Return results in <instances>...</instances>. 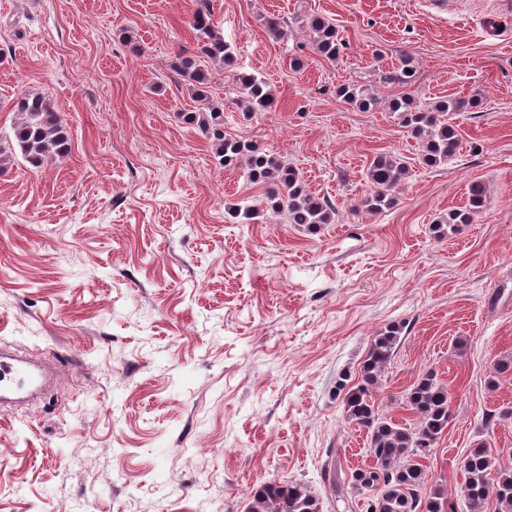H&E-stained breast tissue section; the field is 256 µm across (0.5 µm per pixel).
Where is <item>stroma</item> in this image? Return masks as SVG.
<instances>
[{"label":"stroma","mask_w":512,"mask_h":512,"mask_svg":"<svg viewBox=\"0 0 512 512\" xmlns=\"http://www.w3.org/2000/svg\"><path fill=\"white\" fill-rule=\"evenodd\" d=\"M199 0H0V140L19 94L66 122V157L0 171V347L78 368L51 398L0 410V512H245L268 481L311 488L323 512H361L349 480L372 459L344 419L370 343L401 342L375 394L400 398L426 372L450 393L448 427L423 464L459 502L462 460L487 443L512 469V14L493 0H210L271 111L243 117L231 76L213 72L225 130L297 168L335 209L291 224L260 204L241 168L221 167L180 120L195 110L175 54L192 49ZM332 21L336 60L303 23ZM277 19L285 31L273 40ZM411 60V85L392 81ZM374 94L362 110L338 89ZM474 100L450 115L461 145L429 167L389 103ZM381 153L409 167L396 203L358 210ZM485 203L472 223L432 226ZM259 205L246 216L236 206ZM485 196V189L479 182L472 183L469 188V208L460 211L452 210L448 214L440 217L438 223L440 226L437 228V232H440L443 224H448V229L451 232L457 230L458 224H469L473 220V215L478 213L483 206Z\"/></svg>","instance_id":"obj_1"}]
</instances>
